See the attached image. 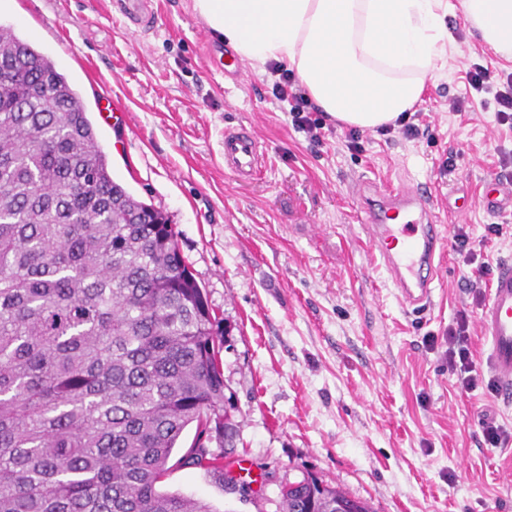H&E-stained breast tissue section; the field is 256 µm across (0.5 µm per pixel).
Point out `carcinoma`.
<instances>
[{
  "mask_svg": "<svg viewBox=\"0 0 512 512\" xmlns=\"http://www.w3.org/2000/svg\"><path fill=\"white\" fill-rule=\"evenodd\" d=\"M109 171L78 91L0 26V512H216L156 483L238 427L215 317L164 214ZM198 444L188 463L224 473ZM283 512H375L310 478Z\"/></svg>",
  "mask_w": 512,
  "mask_h": 512,
  "instance_id": "1",
  "label": "carcinoma"
}]
</instances>
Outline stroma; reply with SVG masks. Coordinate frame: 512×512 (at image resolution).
Listing matches in <instances>:
<instances>
[{"label": "stroma", "mask_w": 512, "mask_h": 512, "mask_svg": "<svg viewBox=\"0 0 512 512\" xmlns=\"http://www.w3.org/2000/svg\"><path fill=\"white\" fill-rule=\"evenodd\" d=\"M447 2L446 53L414 107L416 138L370 129L353 153L348 126L332 123L319 145L294 129L268 69L245 66L236 83L209 71L192 0H153L151 29L111 0H0V25L79 91L113 179L167 215L216 317L224 377L243 413L230 460L251 482L231 490L187 464L191 425L161 490L217 512H282V488L310 473L375 512H512V444L490 447L481 433L486 416L512 432V406L491 385L460 389L441 342L466 312L484 369L482 303L465 286L474 266L447 249L430 306L407 310L357 219L361 180L427 182L441 223L464 225L490 264L512 257V238H483L485 225H512V211L481 204L512 155V128L498 124L493 94H465L471 64L512 73V59L468 27L460 0ZM106 95L127 125L102 112ZM461 95L465 110L449 111ZM228 127L252 130L266 149L252 181L224 166Z\"/></svg>", "instance_id": "obj_1"}]
</instances>
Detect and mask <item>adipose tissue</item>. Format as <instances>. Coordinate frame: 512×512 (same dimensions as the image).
<instances>
[{
	"instance_id": "1",
	"label": "adipose tissue",
	"mask_w": 512,
	"mask_h": 512,
	"mask_svg": "<svg viewBox=\"0 0 512 512\" xmlns=\"http://www.w3.org/2000/svg\"><path fill=\"white\" fill-rule=\"evenodd\" d=\"M252 65L287 63L337 121L376 129L420 100L443 49L444 0H192ZM465 22L512 58V0H461Z\"/></svg>"
}]
</instances>
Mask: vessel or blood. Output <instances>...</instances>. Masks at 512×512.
I'll return each mask as SVG.
<instances>
[{
    "label": "vessel or blood",
    "instance_id": "1",
    "mask_svg": "<svg viewBox=\"0 0 512 512\" xmlns=\"http://www.w3.org/2000/svg\"><path fill=\"white\" fill-rule=\"evenodd\" d=\"M121 13L134 23L154 22L149 0H118ZM211 65L225 78L238 80L242 65L226 53L218 40L206 42ZM265 148L243 128L224 132V165L236 177L250 180L262 171ZM484 208L499 213L512 206V184L491 179L484 190ZM433 195L424 186L389 189L374 193L360 208V221L371 246L377 250L391 283L404 305L425 308L440 277L438 258L447 246V227L437 223ZM487 340L485 363L497 383V397L512 402V259L497 263L489 296L479 315Z\"/></svg>",
    "mask_w": 512,
    "mask_h": 512
}]
</instances>
